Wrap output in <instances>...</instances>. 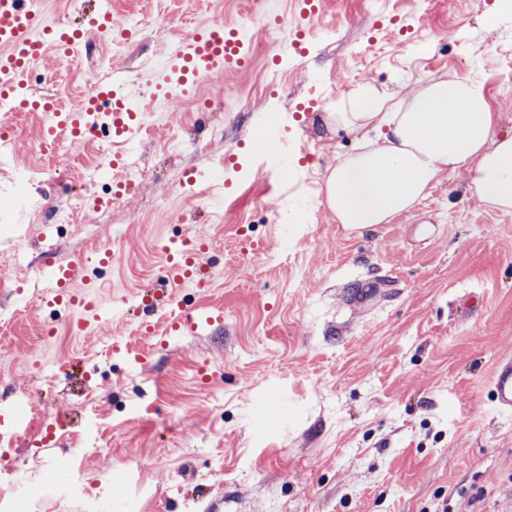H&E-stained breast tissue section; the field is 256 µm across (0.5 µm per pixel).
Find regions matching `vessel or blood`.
Returning <instances> with one entry per match:
<instances>
[{
    "instance_id": "vessel-or-blood-1",
    "label": "vessel or blood",
    "mask_w": 512,
    "mask_h": 512,
    "mask_svg": "<svg viewBox=\"0 0 512 512\" xmlns=\"http://www.w3.org/2000/svg\"><path fill=\"white\" fill-rule=\"evenodd\" d=\"M112 12L97 7L87 23L56 27H41L40 0H0V110L16 111L24 107L32 112H45L50 123L45 139L57 143L60 138L76 140L106 128L114 144L124 153H131L140 143L144 123L141 105L127 95L121 84L90 80L82 104L68 109L51 99H35L25 95L34 64L48 53L69 55L72 45L87 32L109 34ZM251 66V41L248 32L239 26L210 24L194 28L182 41V47L170 55L165 67L149 70L145 92L159 102L176 99L177 88L194 85L203 73L243 72ZM201 239L193 238L187 249L167 252L159 277V287L140 294L137 305L143 315L139 328L146 336H175L194 333L203 326L224 320L220 308L194 307L178 309V297L186 286L206 288L210 277L197 263L198 253L207 251ZM45 279L48 287L43 296L46 305L67 304L86 309L94 303L75 293L72 285L76 264L47 262ZM170 309L165 327H158L156 315ZM492 402L503 416H512V356L499 359L492 378Z\"/></svg>"
}]
</instances>
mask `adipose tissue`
Segmentation results:
<instances>
[{
	"mask_svg": "<svg viewBox=\"0 0 512 512\" xmlns=\"http://www.w3.org/2000/svg\"><path fill=\"white\" fill-rule=\"evenodd\" d=\"M326 121L363 141L322 178L321 202L339 224L390 223L412 212L447 171L465 172L467 192L512 211V135L497 132L479 74L430 76L398 99L360 83Z\"/></svg>",
	"mask_w": 512,
	"mask_h": 512,
	"instance_id": "1",
	"label": "adipose tissue"
}]
</instances>
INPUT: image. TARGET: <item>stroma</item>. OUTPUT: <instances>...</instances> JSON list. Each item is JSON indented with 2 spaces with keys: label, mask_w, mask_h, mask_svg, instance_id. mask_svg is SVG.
<instances>
[{
  "label": "stroma",
  "mask_w": 512,
  "mask_h": 512,
  "mask_svg": "<svg viewBox=\"0 0 512 512\" xmlns=\"http://www.w3.org/2000/svg\"><path fill=\"white\" fill-rule=\"evenodd\" d=\"M493 0H323L308 53L282 51L264 0H111L130 40L96 38L81 61L48 55L30 96L76 107L81 70L99 66L139 86L199 23L246 27L251 69L201 78L175 109L147 119L131 155L141 179L103 219L112 184L100 154L112 139L63 142L80 169L46 174V115L7 113L17 127L0 166V200L22 176L53 177L67 199L7 219L0 254V484L14 512L43 496L47 512H512V417L491 400L494 365L512 353V213L442 174L417 208L374 231L347 233L319 203L326 167L355 149L322 117L358 83L404 93L430 76L479 72L499 133L512 134V21L487 25ZM274 136L307 147L286 182L255 151L268 113ZM192 147L169 153L172 136ZM237 157L223 198L185 174ZM69 202V224L55 209ZM209 240L206 293L221 327L159 348L135 317L92 321L43 306L46 258L81 260L76 288L102 307L154 287L163 246ZM111 248V267L95 253ZM66 412L68 432L19 429L26 407Z\"/></svg>",
  "instance_id": "obj_1"
}]
</instances>
